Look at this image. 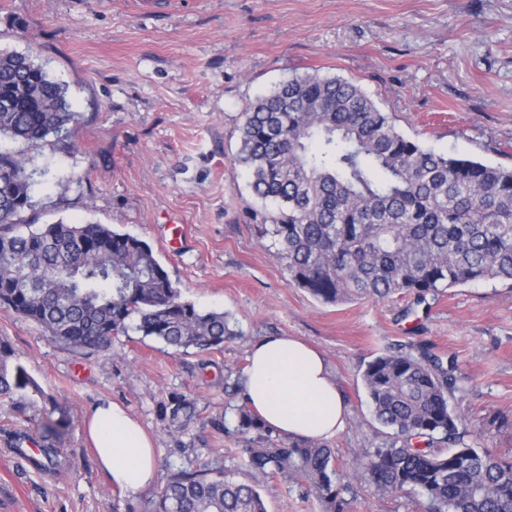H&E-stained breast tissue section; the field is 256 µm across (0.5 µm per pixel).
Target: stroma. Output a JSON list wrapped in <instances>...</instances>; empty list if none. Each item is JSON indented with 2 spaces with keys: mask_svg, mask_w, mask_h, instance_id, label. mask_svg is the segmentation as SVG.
Listing matches in <instances>:
<instances>
[{
  "mask_svg": "<svg viewBox=\"0 0 512 512\" xmlns=\"http://www.w3.org/2000/svg\"><path fill=\"white\" fill-rule=\"evenodd\" d=\"M0 50L32 53L68 86L81 119L68 140L0 139L47 175L28 215L98 222L146 241L183 300L227 313L236 335L199 353L118 336L85 354L0 307L8 339L67 409L61 476L0 446V512H139L143 496L109 485L84 433L104 401L153 434L156 486L178 470L221 466L268 512H321L306 487L251 472L234 430L248 355L297 336L325 357L349 411L329 439L343 512H421L418 492H380L355 458L389 439L372 415L366 364L395 344L456 357L464 443L512 458V287L478 282L417 302L401 294L327 305L242 220L251 199L235 157L244 109L305 73L359 85L406 137L438 153L512 166V0H0ZM196 415L171 427L164 404ZM166 412H169V422L172 426H184L183 422L191 420L195 413V403L186 396H178L171 400L166 406Z\"/></svg>",
  "mask_w": 512,
  "mask_h": 512,
  "instance_id": "obj_1",
  "label": "stroma"
}]
</instances>
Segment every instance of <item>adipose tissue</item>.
I'll return each mask as SVG.
<instances>
[{
    "instance_id": "ef3b65f1",
    "label": "adipose tissue",
    "mask_w": 512,
    "mask_h": 512,
    "mask_svg": "<svg viewBox=\"0 0 512 512\" xmlns=\"http://www.w3.org/2000/svg\"><path fill=\"white\" fill-rule=\"evenodd\" d=\"M245 399L267 427L295 439L329 440L347 412L322 353L290 336L255 343L248 357ZM87 432L113 487L138 495L155 481L153 439L120 405L98 406Z\"/></svg>"
}]
</instances>
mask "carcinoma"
Returning a JSON list of instances; mask_svg holds the SVG:
<instances>
[{"mask_svg": "<svg viewBox=\"0 0 512 512\" xmlns=\"http://www.w3.org/2000/svg\"><path fill=\"white\" fill-rule=\"evenodd\" d=\"M77 112L48 63L0 52V137L66 139ZM236 161L251 196L246 222L285 262L289 282L335 304L413 294L417 301L475 282L512 286V167L451 157L396 130L388 113L340 76H296L241 113ZM36 171L0 151V306L39 324L47 338L92 353L112 338L152 337L175 349L219 350L235 335L226 315L181 298L152 248L95 222L34 224ZM374 419L390 440L356 462L386 493L408 488L425 512H512V458L459 446L464 418L450 408L455 360L428 344L387 349L363 374ZM45 399L13 346L0 339V398ZM183 426L195 403L166 406ZM69 428L57 405L39 426L38 471L60 474ZM266 425L237 409L248 468L307 486L322 512H340L331 449L284 438L264 445ZM9 448L33 437L0 430ZM141 512H267L254 487L224 472L173 473Z\"/></svg>", "mask_w": 512, "mask_h": 512, "instance_id": "cac0c4a2", "label": "carcinoma"}]
</instances>
